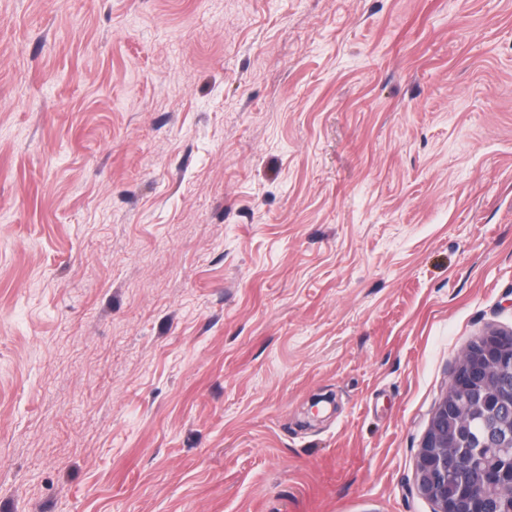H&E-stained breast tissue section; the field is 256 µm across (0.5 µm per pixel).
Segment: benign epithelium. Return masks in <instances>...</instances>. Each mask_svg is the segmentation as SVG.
I'll list each match as a JSON object with an SVG mask.
<instances>
[{"label": "benign epithelium", "mask_w": 512, "mask_h": 512, "mask_svg": "<svg viewBox=\"0 0 512 512\" xmlns=\"http://www.w3.org/2000/svg\"><path fill=\"white\" fill-rule=\"evenodd\" d=\"M512 342V333H488L474 341L457 364L452 376L456 389L468 393L465 402L442 395L430 417L421 448L419 449L415 478L419 492L436 506V512H477L468 508L470 488L465 483L448 490V472L465 478L472 471L483 483V498L512 497V473L500 465H491L486 455L500 459L512 458V443L504 445L503 436L492 421L485 422V438L471 457H463L455 450L458 439L468 435V429L459 423L480 409L495 416L508 408L512 410V396L506 401H478L475 396L496 388V379L503 373L512 375V351L503 352V346Z\"/></svg>", "instance_id": "benign-epithelium-1"}]
</instances>
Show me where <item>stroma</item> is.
<instances>
[{
	"mask_svg": "<svg viewBox=\"0 0 512 512\" xmlns=\"http://www.w3.org/2000/svg\"><path fill=\"white\" fill-rule=\"evenodd\" d=\"M490 330L512 0H0V512H434Z\"/></svg>",
	"mask_w": 512,
	"mask_h": 512,
	"instance_id": "stroma-1",
	"label": "stroma"
}]
</instances>
